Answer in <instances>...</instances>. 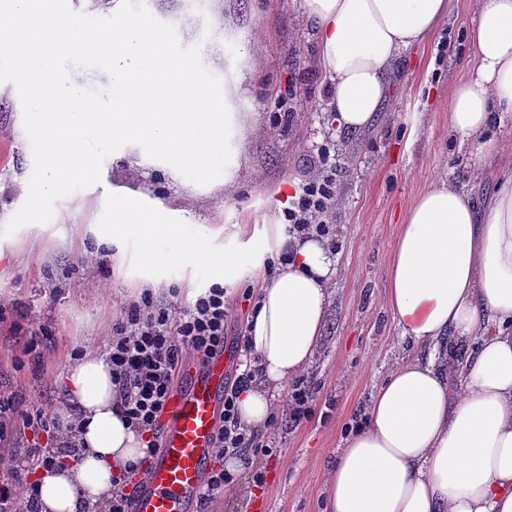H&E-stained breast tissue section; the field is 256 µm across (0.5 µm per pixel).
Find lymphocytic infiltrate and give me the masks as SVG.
Masks as SVG:
<instances>
[{
  "instance_id": "f902f5d3",
  "label": "lymphocytic infiltrate",
  "mask_w": 512,
  "mask_h": 512,
  "mask_svg": "<svg viewBox=\"0 0 512 512\" xmlns=\"http://www.w3.org/2000/svg\"><path fill=\"white\" fill-rule=\"evenodd\" d=\"M306 162L315 176L299 184V192L283 212L289 233L316 234L325 239L334 235L336 212V158L329 147H318ZM230 301L224 288L215 284L186 307L156 303L150 294L132 302L112 326L107 360L112 365V383L119 391L124 415L139 432L149 434L145 456L112 477V494L104 512H129L128 489L135 476L145 472L148 459L156 452L160 420L173 390L180 365L186 357L205 358L233 344L231 379L224 389V403L216 426L215 463L209 468L199 498L201 512H214L218 493L232 489L242 476H250L255 486H263L264 476L255 466L258 456L273 453L270 429L255 430L240 420L237 401L242 390L260 374L251 353L246 332L227 337ZM24 426L52 433L56 451L30 453L27 461L8 458L0 461V512H40L37 485L29 475L32 465L56 466L59 460L78 459L79 426H60L56 417L36 408L23 413ZM239 463L238 470L225 468L224 459Z\"/></svg>"
}]
</instances>
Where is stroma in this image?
Wrapping results in <instances>:
<instances>
[{"label":"stroma","instance_id":"obj_1","mask_svg":"<svg viewBox=\"0 0 512 512\" xmlns=\"http://www.w3.org/2000/svg\"><path fill=\"white\" fill-rule=\"evenodd\" d=\"M481 2L450 0L438 33L401 56L373 123L346 132L333 120L301 0H65L97 27L132 9L168 25L177 49L216 87L230 86L234 111L247 118L232 180L218 173L198 187L128 151L102 161L115 189L162 203L207 233L276 224L284 211L278 189L309 177L308 151L326 144L336 152L332 304L304 374L312 416L273 431L274 453L257 460L264 486L242 478L219 496V512H324L328 464L394 361L417 354L387 305V263L403 212L425 188L451 179L486 202L489 181L473 178L475 148L459 147L448 128L450 90L476 66L468 33ZM67 77L90 96L111 94L103 64L74 59ZM27 116L22 89L0 67V390L13 394L17 411H53L64 406L61 372L78 354L103 351L140 291L117 245L94 231L111 221L100 189L72 184L46 202L45 224L26 226L38 156Z\"/></svg>","mask_w":512,"mask_h":512}]
</instances>
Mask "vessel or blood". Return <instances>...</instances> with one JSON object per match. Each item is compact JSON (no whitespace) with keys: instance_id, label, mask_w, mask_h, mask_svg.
<instances>
[{"instance_id":"b4317fda","label":"vessel or blood","mask_w":512,"mask_h":512,"mask_svg":"<svg viewBox=\"0 0 512 512\" xmlns=\"http://www.w3.org/2000/svg\"><path fill=\"white\" fill-rule=\"evenodd\" d=\"M229 361L217 354L181 369L161 446L131 492L130 512H200L199 491L213 453Z\"/></svg>"}]
</instances>
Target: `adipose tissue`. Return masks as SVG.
I'll return each instance as SVG.
<instances>
[{
  "mask_svg": "<svg viewBox=\"0 0 512 512\" xmlns=\"http://www.w3.org/2000/svg\"><path fill=\"white\" fill-rule=\"evenodd\" d=\"M317 60L339 127L370 124L391 64L424 43L448 0H304ZM0 66L27 73V133L40 145L31 225L42 201L73 180L100 187L112 216L101 238L131 246L144 286L160 272L200 268L233 293L256 278L247 334L262 368L238 399L242 421L264 427L289 381L321 341L336 261L326 242L289 235L283 224H228L223 243L174 219L163 204L105 184L101 155L131 150L183 181L233 177L232 141L242 125L230 94L197 63L170 53L165 25L139 11L94 29L58 0H0ZM476 67L448 98L459 146L508 169L486 207L465 187L424 190L406 209L388 263V304L402 337L429 358L398 359L370 397L362 424L337 452L323 486L326 512H512V150L493 130L512 112V0H483L469 31ZM112 72V96H88L66 77L82 44ZM287 264H280V257ZM63 421L78 419V460L35 467L41 512H99L112 475L144 455L146 442L122 415L112 369L90 353L63 379Z\"/></svg>",
  "mask_w": 512,
  "mask_h": 512,
  "instance_id": "ef3b65f1",
  "label": "adipose tissue"
}]
</instances>
